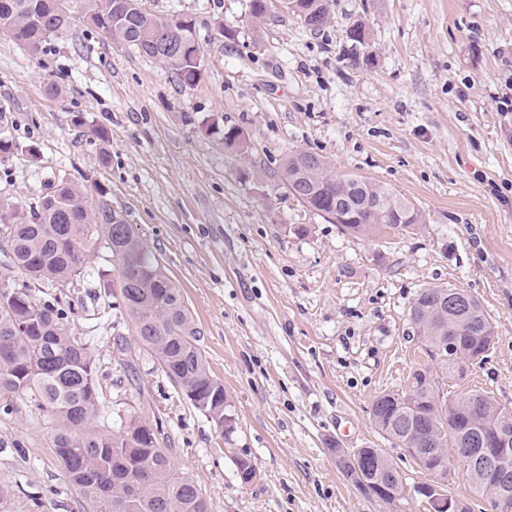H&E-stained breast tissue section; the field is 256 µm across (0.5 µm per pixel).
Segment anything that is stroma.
Listing matches in <instances>:
<instances>
[{"label":"stroma","instance_id":"stroma-1","mask_svg":"<svg viewBox=\"0 0 512 512\" xmlns=\"http://www.w3.org/2000/svg\"><path fill=\"white\" fill-rule=\"evenodd\" d=\"M142 4L192 16L206 63L196 85L88 28L84 0H67L74 25L40 53L0 33V139L12 146L0 200L29 209L61 177L101 188L181 289L232 429L216 432L132 342L99 286L118 281L104 241L87 276L36 294L69 305L66 329L95 358L101 421L158 426L211 512H380L336 451L382 449L418 480L370 411L415 367H439L408 316L421 289H464L495 326L487 358L443 393L512 407V0H334L315 33L281 11L255 23L249 0ZM359 22L362 44L349 37ZM231 126L244 150L225 145ZM98 128L107 142L93 140ZM299 149L388 187L423 229L365 239L307 210L279 173ZM241 458L254 483L241 484ZM1 487L0 512H83L50 419L25 399L0 412Z\"/></svg>","mask_w":512,"mask_h":512}]
</instances>
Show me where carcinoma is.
Wrapping results in <instances>:
<instances>
[{
	"label": "carcinoma",
	"instance_id": "carcinoma-1",
	"mask_svg": "<svg viewBox=\"0 0 512 512\" xmlns=\"http://www.w3.org/2000/svg\"><path fill=\"white\" fill-rule=\"evenodd\" d=\"M296 18L316 32L329 24V0H296ZM86 23L110 39L157 57L150 32L182 37L184 54L173 67L179 80L196 84L204 63L191 46L197 44L195 23L187 15L158 17L141 0H85ZM74 16L65 0H0V32L37 53L52 36L68 30ZM288 192L306 209L336 222L346 234L376 238L384 232L411 233L424 223L423 214L388 188L356 174L335 175L321 155L296 150L280 163ZM104 238L117 266L139 269L132 284L119 283V306L132 323L137 344L153 357L161 371L188 400L224 433L229 421L224 384L215 378L198 345L192 315L180 288L121 212L101 199L88 205V188L62 179L50 185L29 211L0 201V241L9 248L13 268L45 288H63L84 274L86 257ZM446 288H424L416 295L409 317L416 323L429 317ZM457 319L465 333L428 336L438 351L443 377L464 372L468 362L483 359L495 342V327L482 303L472 294ZM65 310L58 297L41 299L26 285L0 287V410L8 411L15 397L26 398L48 414L53 442L67 481L94 512H210L205 491L179 471L169 448L160 447L159 432L131 416L116 427H101L96 367L89 347L68 335ZM453 342V350L447 343ZM475 400L482 406L478 421L486 426L501 417L512 420V409L488 395L470 390L443 400L430 372L416 369L405 391L384 392L372 403V419L386 438L405 447L410 432L431 439L429 452L457 446L458 430L469 422L456 420L451 409ZM336 465L352 483L365 482L393 506L404 494L403 478L380 448H358ZM466 476L484 500L497 494L494 479L477 469Z\"/></svg>",
	"mask_w": 512,
	"mask_h": 512
}]
</instances>
